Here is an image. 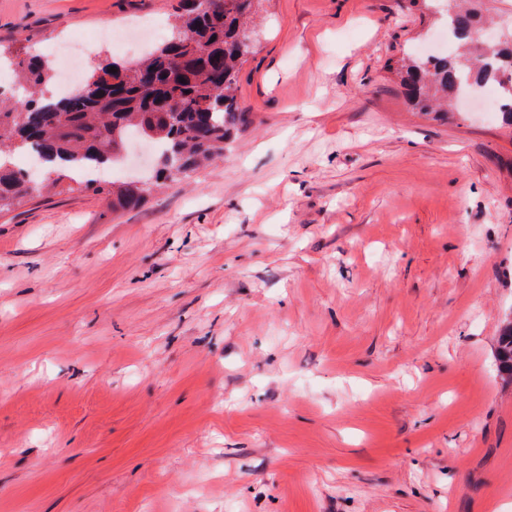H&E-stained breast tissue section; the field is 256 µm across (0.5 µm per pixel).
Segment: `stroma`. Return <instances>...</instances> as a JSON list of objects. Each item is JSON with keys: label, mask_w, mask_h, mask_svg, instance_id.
I'll return each instance as SVG.
<instances>
[{"label": "stroma", "mask_w": 512, "mask_h": 512, "mask_svg": "<svg viewBox=\"0 0 512 512\" xmlns=\"http://www.w3.org/2000/svg\"><path fill=\"white\" fill-rule=\"evenodd\" d=\"M178 0H0L47 54ZM224 157L0 214V512H512V129L387 67L411 0H268ZM498 369L502 374L512 376V318H508L499 336L497 351Z\"/></svg>", "instance_id": "35a3bbf8"}]
</instances>
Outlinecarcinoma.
<instances>
[{
    "label": "carcinoma",
    "instance_id": "cac0c4a2",
    "mask_svg": "<svg viewBox=\"0 0 512 512\" xmlns=\"http://www.w3.org/2000/svg\"><path fill=\"white\" fill-rule=\"evenodd\" d=\"M266 0H181L168 41L147 51L136 64L105 65L91 71L73 94L45 97L54 79L37 57L14 61L23 100L0 99V212L28 197L26 174L12 166L23 151L34 160L56 161L50 187L64 192L67 170L101 169L119 162L131 131L158 146V169L141 187L96 181L87 189L112 196V209L141 207L161 180L175 181L203 162L224 158V143L245 125L237 99L241 64L255 50ZM448 28L452 53L437 57L411 52L393 70L412 105L421 112H443L472 85H498L512 72V28L497 40L478 35L481 0L466 7L438 8L439 0H421ZM115 72H109V69ZM185 82H180V79ZM498 369L512 376V318L499 336Z\"/></svg>",
    "mask_w": 512,
    "mask_h": 512
}]
</instances>
